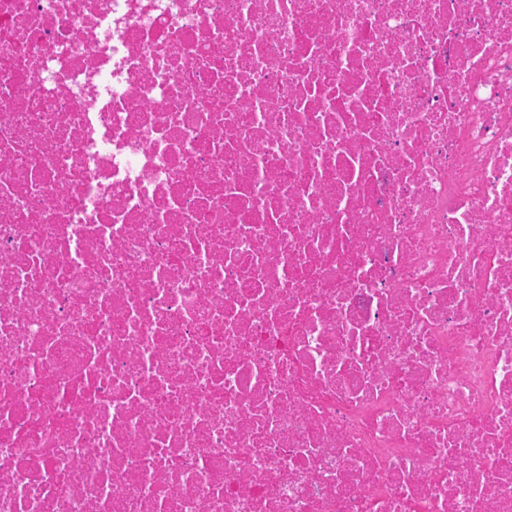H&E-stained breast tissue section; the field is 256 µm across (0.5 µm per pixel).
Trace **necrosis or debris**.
Instances as JSON below:
<instances>
[{
    "label": "necrosis or debris",
    "instance_id": "obj_1",
    "mask_svg": "<svg viewBox=\"0 0 512 512\" xmlns=\"http://www.w3.org/2000/svg\"><path fill=\"white\" fill-rule=\"evenodd\" d=\"M0 512H512V0H0Z\"/></svg>",
    "mask_w": 512,
    "mask_h": 512
}]
</instances>
